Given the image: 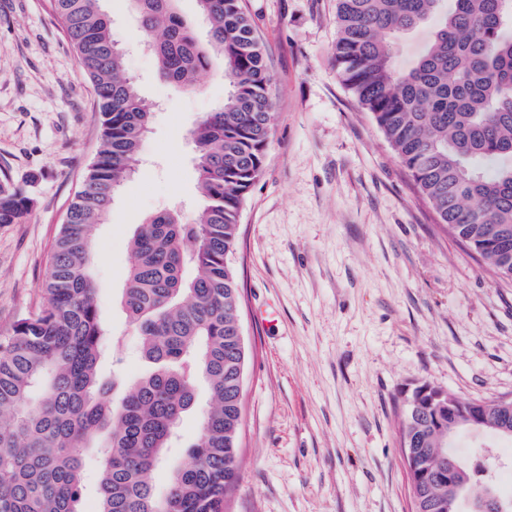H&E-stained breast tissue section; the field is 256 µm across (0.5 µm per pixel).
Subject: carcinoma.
<instances>
[{"mask_svg": "<svg viewBox=\"0 0 512 512\" xmlns=\"http://www.w3.org/2000/svg\"><path fill=\"white\" fill-rule=\"evenodd\" d=\"M98 98L100 147L50 258L44 302L0 337V512H84V473L96 456L94 512H225L239 480L241 296L233 257L238 215L261 177L276 121L265 51L244 0H197L208 43L175 0H133L162 75L194 88L212 55L230 90L192 128L204 200L193 223L159 212L138 225L122 305L152 369L112 410L98 369L110 336L89 272L95 229L130 180L153 109L139 94L99 0H48ZM333 49L343 85L369 112L447 229L497 280L512 283V0H336ZM433 26L404 68L391 46ZM30 198L0 176V224H18ZM210 405L166 493L151 471L167 461L179 424ZM448 432V391L424 383L406 397L399 447L436 448ZM437 455L405 462L431 512H448Z\"/></svg>", "mask_w": 512, "mask_h": 512, "instance_id": "carcinoma-1", "label": "carcinoma"}]
</instances>
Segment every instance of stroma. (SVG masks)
<instances>
[{
    "label": "stroma",
    "instance_id": "35a3bbf8",
    "mask_svg": "<svg viewBox=\"0 0 512 512\" xmlns=\"http://www.w3.org/2000/svg\"><path fill=\"white\" fill-rule=\"evenodd\" d=\"M47 0H0V169L31 198L0 224V336L42 282L99 144L97 97ZM264 43L277 119L239 213L249 357L238 491L227 512H412L397 418L427 382L463 399L512 396V287L437 223L333 61L336 0H244ZM125 68L154 104L128 188L91 266L115 339L100 372L133 383L140 338L121 305L145 216L192 223L203 200L189 137L227 91L213 58L196 90L162 79L129 0H101Z\"/></svg>",
    "mask_w": 512,
    "mask_h": 512
}]
</instances>
